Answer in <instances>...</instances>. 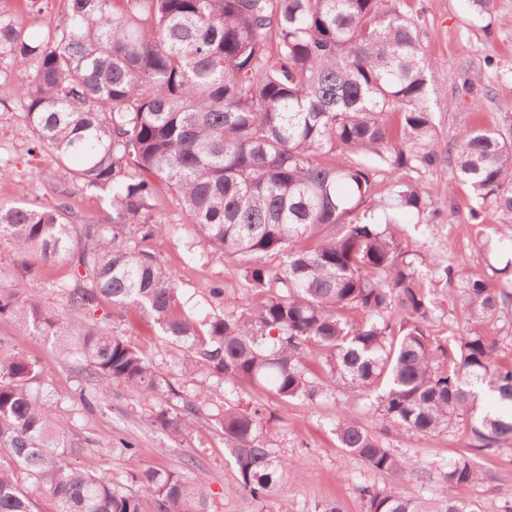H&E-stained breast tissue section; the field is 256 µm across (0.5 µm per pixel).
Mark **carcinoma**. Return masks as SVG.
Listing matches in <instances>:
<instances>
[{
    "instance_id": "obj_1",
    "label": "carcinoma",
    "mask_w": 512,
    "mask_h": 512,
    "mask_svg": "<svg viewBox=\"0 0 512 512\" xmlns=\"http://www.w3.org/2000/svg\"><path fill=\"white\" fill-rule=\"evenodd\" d=\"M9 0L0 7V78L37 147L50 150L89 191L112 195V224H78L67 202L0 206V245L15 254L17 287L0 289V318L51 340L101 388L123 383L159 400L153 425L178 436L209 401L172 387L95 313L104 299L151 315L205 376L313 402L328 384L371 397L401 431L467 426L468 451L442 472L449 485L484 482L478 458L512 450V413L480 410L479 393L512 407V362L494 333L512 292L469 278L458 289L468 328L452 341L430 334L435 306L401 242L367 219L375 167L391 176L389 206L421 214L428 189L408 168L453 160L471 189L470 217L486 209L512 227V141L498 130H459L443 144L433 120L430 72L407 0ZM27 18L28 26L15 22ZM400 117V137L388 117ZM177 201L180 223L224 257L245 260L236 314H189L147 245L171 232L156 217L154 184ZM68 264L55 283L87 322L69 331L42 305L37 263ZM320 350L328 382L304 364ZM239 484L269 499L294 463L267 446L264 408L215 414ZM342 448L388 487L363 486V512H475L448 497L407 491L423 471L351 418L336 421ZM78 451L39 362L0 355V512H210L205 485L182 471L140 468L129 483L81 471Z\"/></svg>"
}]
</instances>
